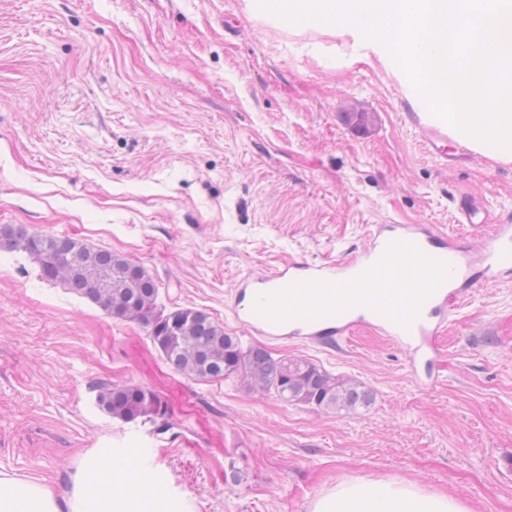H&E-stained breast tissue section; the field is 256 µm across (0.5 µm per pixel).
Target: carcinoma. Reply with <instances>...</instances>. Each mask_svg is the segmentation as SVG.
<instances>
[{
  "mask_svg": "<svg viewBox=\"0 0 512 512\" xmlns=\"http://www.w3.org/2000/svg\"><path fill=\"white\" fill-rule=\"evenodd\" d=\"M17 249L36 258L41 279L63 285L114 317L145 325L166 361L183 374L203 379L235 376L253 392H273L321 410L351 411L373 401L372 391L361 382L335 377L305 360H276L261 347L243 349L203 310L157 312L154 281L108 250L72 238L32 235L19 225L1 227L0 252ZM98 401L106 413L125 422L152 420L161 413L154 393L120 382L104 385Z\"/></svg>",
  "mask_w": 512,
  "mask_h": 512,
  "instance_id": "obj_1",
  "label": "carcinoma"
}]
</instances>
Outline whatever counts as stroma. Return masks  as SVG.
Returning a JSON list of instances; mask_svg holds the SVG:
<instances>
[{"label": "stroma", "mask_w": 512, "mask_h": 512, "mask_svg": "<svg viewBox=\"0 0 512 512\" xmlns=\"http://www.w3.org/2000/svg\"><path fill=\"white\" fill-rule=\"evenodd\" d=\"M420 109L381 46L286 30L257 0H0V227L112 251L152 278L158 311L204 310L242 347L374 392L323 411L184 375L147 328L1 252L0 471L60 494L90 450L134 448L192 512H308L357 476L512 512V271L449 307L429 376L368 328L268 345L228 306L243 276L361 255L380 224L473 249L512 224V160L456 138L432 154ZM462 197L493 223H458ZM111 381L155 393L164 418H112Z\"/></svg>", "instance_id": "35a3bbf8"}]
</instances>
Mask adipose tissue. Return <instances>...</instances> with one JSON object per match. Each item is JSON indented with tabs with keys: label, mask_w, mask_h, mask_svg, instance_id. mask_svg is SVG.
<instances>
[{
	"label": "adipose tissue",
	"mask_w": 512,
	"mask_h": 512,
	"mask_svg": "<svg viewBox=\"0 0 512 512\" xmlns=\"http://www.w3.org/2000/svg\"><path fill=\"white\" fill-rule=\"evenodd\" d=\"M0 512H189L187 502L160 488L131 448H95L83 455L64 496L0 472ZM309 512H471L459 497L428 493L398 480L355 479L336 485Z\"/></svg>",
	"instance_id": "obj_1"
}]
</instances>
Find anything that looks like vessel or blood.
I'll return each mask as SVG.
<instances>
[{
    "label": "vessel or blood",
    "instance_id": "1",
    "mask_svg": "<svg viewBox=\"0 0 512 512\" xmlns=\"http://www.w3.org/2000/svg\"><path fill=\"white\" fill-rule=\"evenodd\" d=\"M423 130L441 153L447 123L428 114ZM478 265L487 274L512 268L511 224L495 225L491 245L470 252L425 224H382L358 257L290 260L240 279L232 311L249 334L272 343L332 347L367 325L398 342L411 365L429 366L448 302L470 293Z\"/></svg>",
    "mask_w": 512,
    "mask_h": 512
}]
</instances>
